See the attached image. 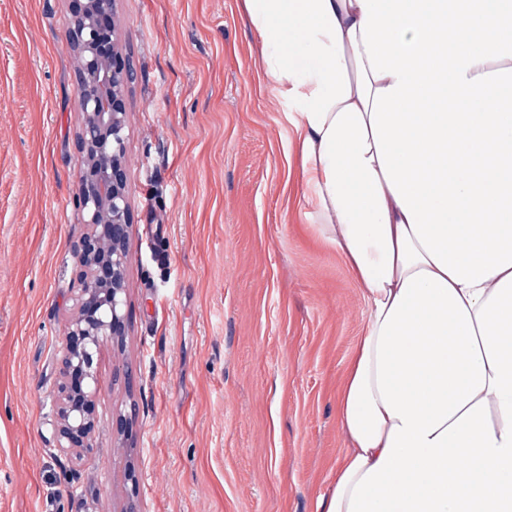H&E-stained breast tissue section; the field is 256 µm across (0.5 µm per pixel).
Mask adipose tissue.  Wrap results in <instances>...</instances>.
Segmentation results:
<instances>
[{
	"instance_id": "1",
	"label": "adipose tissue",
	"mask_w": 512,
	"mask_h": 512,
	"mask_svg": "<svg viewBox=\"0 0 512 512\" xmlns=\"http://www.w3.org/2000/svg\"><path fill=\"white\" fill-rule=\"evenodd\" d=\"M362 286L318 512H512V0H243Z\"/></svg>"
}]
</instances>
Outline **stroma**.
Listing matches in <instances>:
<instances>
[{
    "mask_svg": "<svg viewBox=\"0 0 512 512\" xmlns=\"http://www.w3.org/2000/svg\"><path fill=\"white\" fill-rule=\"evenodd\" d=\"M114 21L133 70L126 336L100 350L75 463L54 408L85 232L69 2L0 0V512H316L348 447L363 291L305 218L241 0H115Z\"/></svg>",
    "mask_w": 512,
    "mask_h": 512,
    "instance_id": "35a3bbf8",
    "label": "stroma"
}]
</instances>
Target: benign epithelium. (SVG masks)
Returning a JSON list of instances; mask_svg holds the SVG:
<instances>
[{
  "label": "benign epithelium",
  "mask_w": 512,
  "mask_h": 512,
  "mask_svg": "<svg viewBox=\"0 0 512 512\" xmlns=\"http://www.w3.org/2000/svg\"><path fill=\"white\" fill-rule=\"evenodd\" d=\"M113 5L114 0H70L82 114L78 148L84 158L78 201L86 232L76 248L81 288L65 334L55 406L58 448L78 460L93 448L95 356L103 344L125 336L131 188L124 130L133 71L117 44Z\"/></svg>",
  "instance_id": "obj_1"
}]
</instances>
